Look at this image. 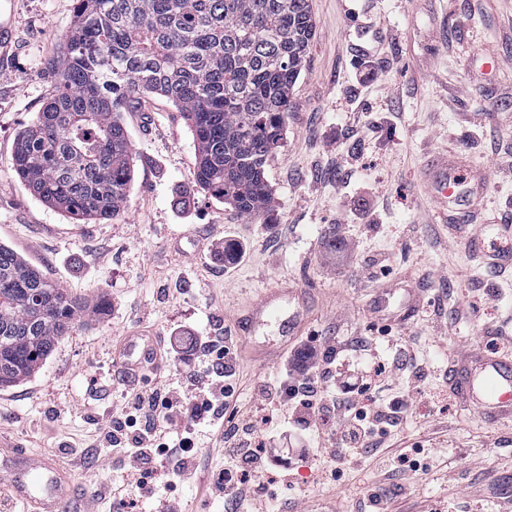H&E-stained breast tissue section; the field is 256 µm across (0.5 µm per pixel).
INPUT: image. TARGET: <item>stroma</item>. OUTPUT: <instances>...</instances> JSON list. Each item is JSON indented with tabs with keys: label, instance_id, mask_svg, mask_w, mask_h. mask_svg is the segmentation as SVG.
<instances>
[{
	"label": "stroma",
	"instance_id": "obj_1",
	"mask_svg": "<svg viewBox=\"0 0 512 512\" xmlns=\"http://www.w3.org/2000/svg\"><path fill=\"white\" fill-rule=\"evenodd\" d=\"M316 33L291 91L266 177L270 211L241 218L196 183L193 133L166 98L135 101L123 123L134 178L118 216L79 224L35 197L12 155L54 89L76 0H0L15 48L0 67V244L71 296L108 300L55 344L28 380L0 387V437L61 458L68 439L108 425L123 403L112 356L127 336H218L273 283L301 292L307 330L323 344L372 336L363 312L388 291L383 317L417 345L429 376L393 441L423 444L427 473L389 484L391 512H505L512 504V422L478 417L440 394L437 375L482 356L485 338L512 336V270L490 272L481 225L443 236L439 213L512 209V0H309ZM464 154L482 197L442 200L433 179ZM245 245L225 269L210 243ZM284 345L276 322L256 328L239 370L240 405L264 424L255 389L275 379ZM369 463L324 484L297 464L281 512L324 495L334 512L377 486Z\"/></svg>",
	"mask_w": 512,
	"mask_h": 512
}]
</instances>
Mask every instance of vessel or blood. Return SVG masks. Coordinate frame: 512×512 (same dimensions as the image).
Returning a JSON list of instances; mask_svg holds the SVG:
<instances>
[{
	"label": "vessel or blood",
	"mask_w": 512,
	"mask_h": 512,
	"mask_svg": "<svg viewBox=\"0 0 512 512\" xmlns=\"http://www.w3.org/2000/svg\"><path fill=\"white\" fill-rule=\"evenodd\" d=\"M296 291L277 285L265 288L256 304L243 315L244 335H252L264 316L280 311L284 299H296ZM154 337L135 336L118 356L124 363L151 352ZM467 392L481 416L512 418V364L497 360L486 361L466 380ZM8 482L14 496L23 505V512H64L66 504L76 494L70 473L62 469L55 458L30 453L23 456L0 455V482Z\"/></svg>",
	"instance_id": "vessel-or-blood-1"
}]
</instances>
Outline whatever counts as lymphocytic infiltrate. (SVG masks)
<instances>
[{
	"mask_svg": "<svg viewBox=\"0 0 512 512\" xmlns=\"http://www.w3.org/2000/svg\"><path fill=\"white\" fill-rule=\"evenodd\" d=\"M159 359H146L137 372L122 375L124 405L112 427L93 447L110 458L116 486L98 491V500L114 496L120 507L132 510L137 501L124 491L145 490L158 466H166L169 485L203 478L206 495L224 501L227 512H274L285 484L284 451L278 446L288 434H298L305 447L300 460L322 465V479H342L347 462L360 450L377 453L375 467L385 477L418 473L413 449L383 453L393 428L400 426L414 403L411 393L390 400L378 392L390 374L422 380L423 372L411 345L399 343L391 363L371 354L366 338L345 337L324 348L314 337L297 336L280 357L274 387H259L267 405L288 402V416L275 428H258L244 418L239 406L241 356L232 330L219 336H161ZM205 353L209 366L193 378L190 388L159 383L176 360ZM211 430L222 446L215 465L192 457L197 427Z\"/></svg>",
	"mask_w": 512,
	"mask_h": 512,
	"instance_id": "obj_1",
	"label": "lymphocytic infiltrate"
}]
</instances>
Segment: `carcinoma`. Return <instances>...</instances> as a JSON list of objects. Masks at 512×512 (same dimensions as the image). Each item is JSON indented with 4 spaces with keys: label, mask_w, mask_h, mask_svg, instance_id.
Instances as JSON below:
<instances>
[{
    "label": "carcinoma",
    "mask_w": 512,
    "mask_h": 512,
    "mask_svg": "<svg viewBox=\"0 0 512 512\" xmlns=\"http://www.w3.org/2000/svg\"><path fill=\"white\" fill-rule=\"evenodd\" d=\"M315 35L308 0H77L56 87L16 139L13 170L78 221L111 219L134 173L121 113L151 93L184 114L197 184L253 218ZM104 310L0 245V386L28 379L55 343Z\"/></svg>",
    "instance_id": "cac0c4a2"
}]
</instances>
